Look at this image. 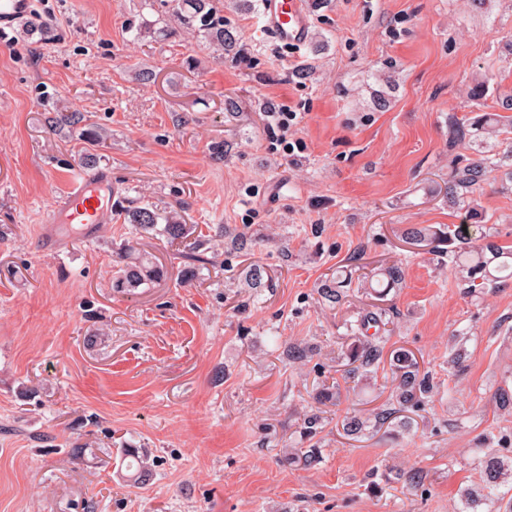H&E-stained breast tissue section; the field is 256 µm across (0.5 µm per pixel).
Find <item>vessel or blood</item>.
<instances>
[{
	"label": "vessel or blood",
	"mask_w": 512,
	"mask_h": 512,
	"mask_svg": "<svg viewBox=\"0 0 512 512\" xmlns=\"http://www.w3.org/2000/svg\"><path fill=\"white\" fill-rule=\"evenodd\" d=\"M263 26L282 45L299 49L308 41L310 14L306 0H262ZM30 12V0H0V30L13 28ZM112 171L77 172L68 195L56 203L53 224H79L86 235L112 221Z\"/></svg>",
	"instance_id": "1"
}]
</instances>
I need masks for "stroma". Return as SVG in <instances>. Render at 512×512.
I'll return each mask as SVG.
<instances>
[{"mask_svg": "<svg viewBox=\"0 0 512 512\" xmlns=\"http://www.w3.org/2000/svg\"><path fill=\"white\" fill-rule=\"evenodd\" d=\"M220 2L233 57L140 32L171 0H34L37 18L0 41V512H469L480 449L512 462V410L495 402L512 388V281L469 292L447 254L402 233L466 215L442 193L453 156L474 155L450 148V121L486 75L487 112L512 95V0H323L317 53L280 48L259 7ZM282 103L298 114L290 156L264 115ZM65 110L111 132L96 154L120 202L198 225L214 259L195 280L181 281L182 246L118 218L93 241L46 242L83 153L45 122ZM473 196L477 223L512 246V186L494 174ZM128 240L165 280L112 289ZM394 264L403 282L381 292ZM254 267L263 288L246 285ZM344 278L342 302L324 301L319 285ZM378 309L386 351L409 350L434 396L349 436L347 418L391 404L389 370L354 376L344 356ZM297 345L307 359L289 358ZM324 384L339 402H317ZM127 448L147 455L146 480H130Z\"/></svg>", "mask_w": 512, "mask_h": 512, "instance_id": "1", "label": "stroma"}]
</instances>
